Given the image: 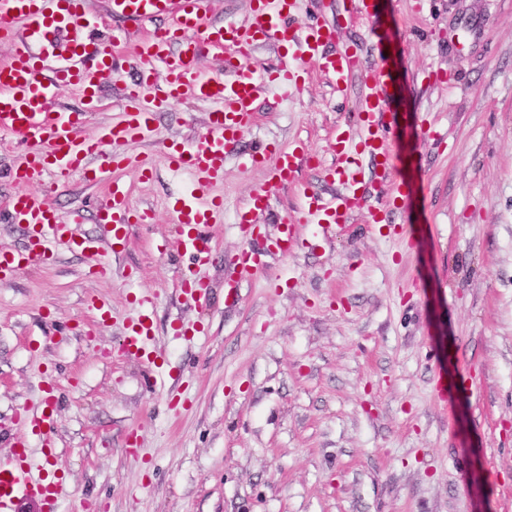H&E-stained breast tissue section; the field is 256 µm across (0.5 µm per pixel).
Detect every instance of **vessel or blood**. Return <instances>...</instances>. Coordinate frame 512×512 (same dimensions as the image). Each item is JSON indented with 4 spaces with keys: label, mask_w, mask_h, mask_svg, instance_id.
I'll use <instances>...</instances> for the list:
<instances>
[{
    "label": "vessel or blood",
    "mask_w": 512,
    "mask_h": 512,
    "mask_svg": "<svg viewBox=\"0 0 512 512\" xmlns=\"http://www.w3.org/2000/svg\"><path fill=\"white\" fill-rule=\"evenodd\" d=\"M298 8L299 0H250L243 19L212 22L206 0H105L101 11L92 0H0V42L11 46L0 60V135L22 149L13 170L18 190L0 207V218L19 225L25 237L20 250L0 248V280L25 267L50 264L60 246L103 271V246L124 244L131 225L152 219L148 211L130 207L129 188L119 173L132 167L148 180L155 173L154 162L147 155L130 157L124 148L153 139L155 113L185 97L208 111L202 134L163 149L168 167L188 172L202 195L201 201H179L173 207L178 249L198 263L212 259L213 243L204 230L223 212L224 199L211 189L223 181L224 158L231 153L247 164L269 167L267 181L239 213L244 247L235 265L241 274L266 269L272 256H288L296 244L295 225L316 223L325 231L345 225L364 201L358 192L364 182L361 159L373 158L383 170L394 162L389 140L396 134L398 116L389 109L394 89L387 50L378 48L376 61L366 68L355 52L339 45L341 18L355 14L377 19V2L340 0L337 24L315 20L301 29L290 23ZM160 17L165 20L161 27L155 24ZM263 42L282 48L275 69L261 70L250 62L252 51ZM126 44L134 48L137 71L124 88L122 110L99 127L96 137H85L84 114L100 108V89L112 77L115 50ZM208 56L222 61L221 70H201L200 61ZM308 62L339 92L351 74L365 73L367 91L359 102L357 127H337L331 140L336 161L326 168L325 178L339 189L330 196L299 179L301 164L312 159L305 143L252 150L242 146L243 133L256 122L260 92L280 81L301 84ZM63 84L80 93L84 112L54 107ZM78 175L107 190L96 237L75 233L79 213L63 216L31 190L45 177L63 185ZM284 187L295 191L298 208L281 220L276 237L264 238L255 217L268 210L272 194ZM209 288L208 281L190 272L181 280V292L191 301L206 297ZM138 305L122 349L127 356L148 361V342L155 332L153 301L145 295ZM17 420L21 433L10 459L0 462V512H15L25 502L36 503L40 512H60L64 484L34 477L29 460L31 438L39 439L43 451L51 449L52 413L47 408L25 410Z\"/></svg>",
    "instance_id": "b4317fda"
}]
</instances>
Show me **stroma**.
I'll use <instances>...</instances> for the list:
<instances>
[{
	"label": "stroma",
	"instance_id": "stroma-1",
	"mask_svg": "<svg viewBox=\"0 0 512 512\" xmlns=\"http://www.w3.org/2000/svg\"><path fill=\"white\" fill-rule=\"evenodd\" d=\"M379 2L377 34L357 18L342 44L370 64L373 44L391 43L398 149L414 157L392 224L373 223L368 201L330 236L305 225L308 247L271 259L225 304L243 248L235 213L266 171L225 160L212 261L152 250L173 239L170 206L193 190L162 156L205 127L206 106L183 99L157 113L153 141L125 147L155 161L150 182L122 174L154 218L104 250L109 273L61 249L0 282V459L18 412L52 402L54 452L33 459L61 475L62 512H512V0ZM117 54L86 136L121 110L135 65L130 47ZM362 93L356 76L336 98L309 67L302 90L262 94L243 142L304 140L319 162L305 177L326 191L331 135L355 123ZM35 189L97 234L104 187ZM419 226L427 234L412 236ZM190 266L212 285L205 301L177 289ZM148 294L153 365L122 351ZM93 296L110 302L108 323ZM179 322L202 331L175 335Z\"/></svg>",
	"mask_w": 512,
	"mask_h": 512
}]
</instances>
